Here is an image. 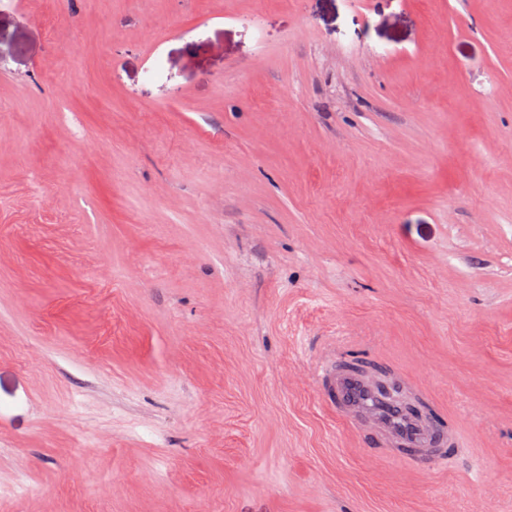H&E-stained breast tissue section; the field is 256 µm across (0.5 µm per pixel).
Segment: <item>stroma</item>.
Segmentation results:
<instances>
[{
  "label": "stroma",
  "instance_id": "obj_1",
  "mask_svg": "<svg viewBox=\"0 0 512 512\" xmlns=\"http://www.w3.org/2000/svg\"><path fill=\"white\" fill-rule=\"evenodd\" d=\"M0 512H512V0H0ZM315 378L322 399L336 407V413L350 424L358 418L371 423L381 434L379 444L384 446L381 448L392 456L414 460L412 453L443 440V435L432 433L430 423L394 407L375 388L372 379L353 370L336 374L328 355L318 362ZM392 441L402 448H391Z\"/></svg>",
  "mask_w": 512,
  "mask_h": 512
}]
</instances>
